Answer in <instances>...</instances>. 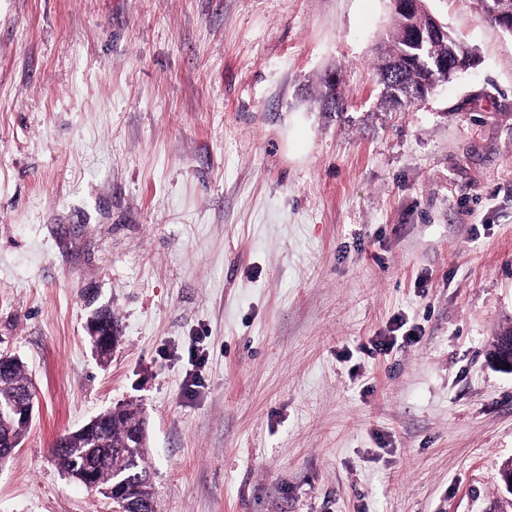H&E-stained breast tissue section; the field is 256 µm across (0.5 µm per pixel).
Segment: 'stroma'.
Returning a JSON list of instances; mask_svg holds the SVG:
<instances>
[{
    "mask_svg": "<svg viewBox=\"0 0 512 512\" xmlns=\"http://www.w3.org/2000/svg\"><path fill=\"white\" fill-rule=\"evenodd\" d=\"M426 5L477 62L394 110L393 0H0V512H108L52 448L118 407L158 512H512V34ZM0 354V359H1ZM8 368L3 369L4 360L0 366V415L4 412L19 420L11 421L7 426L1 417L0 422V465L7 463L15 455L30 426L25 422L33 419L34 405H25L29 397H35V390L26 367L19 359H7ZM21 403L3 410L9 405Z\"/></svg>",
    "mask_w": 512,
    "mask_h": 512,
    "instance_id": "stroma-1",
    "label": "stroma"
}]
</instances>
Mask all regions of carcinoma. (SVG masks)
I'll use <instances>...</instances> for the list:
<instances>
[{
	"label": "carcinoma",
	"mask_w": 512,
	"mask_h": 512,
	"mask_svg": "<svg viewBox=\"0 0 512 512\" xmlns=\"http://www.w3.org/2000/svg\"><path fill=\"white\" fill-rule=\"evenodd\" d=\"M403 25L396 22L388 50L382 53L377 71L384 91L383 103L393 109L409 107L430 94L427 74L420 65L404 60L399 76L389 75V54L396 48L408 49L403 41ZM432 58L449 59L468 67L475 63L473 50L453 34L438 39L427 51ZM324 109L340 108L337 83L324 80ZM35 396L33 383L19 359L9 360L8 368L0 366V409L25 403ZM134 413L128 408L107 410L98 416L89 431L76 430L61 436L53 452L63 472L90 491L98 492L113 506L125 512H155L156 496L153 473L146 462L144 437L140 427L133 426ZM29 426L19 420L0 422V465L10 461L21 445Z\"/></svg>",
	"instance_id": "carcinoma-1"
}]
</instances>
